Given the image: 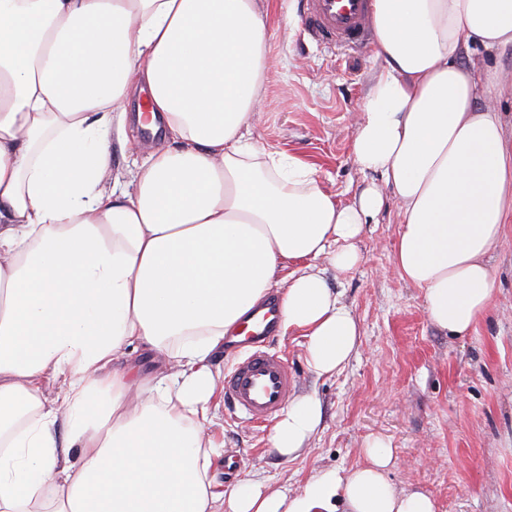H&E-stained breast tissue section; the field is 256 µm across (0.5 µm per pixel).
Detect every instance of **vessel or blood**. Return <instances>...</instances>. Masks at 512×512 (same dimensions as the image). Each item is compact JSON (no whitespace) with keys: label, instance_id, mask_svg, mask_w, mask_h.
<instances>
[{"label":"vessel or blood","instance_id":"1","mask_svg":"<svg viewBox=\"0 0 512 512\" xmlns=\"http://www.w3.org/2000/svg\"><path fill=\"white\" fill-rule=\"evenodd\" d=\"M304 34L340 52L368 45L374 36L373 0H303ZM276 308L267 303L257 328L243 340L246 351L224 375V397L254 424L270 422L288 403L295 380L282 355L270 352L267 342L275 330Z\"/></svg>","mask_w":512,"mask_h":512}]
</instances>
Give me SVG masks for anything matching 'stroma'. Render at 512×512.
<instances>
[{
    "label": "stroma",
    "instance_id": "obj_1",
    "mask_svg": "<svg viewBox=\"0 0 512 512\" xmlns=\"http://www.w3.org/2000/svg\"><path fill=\"white\" fill-rule=\"evenodd\" d=\"M266 102L254 138L269 149L317 165L327 192L353 200L380 174L361 171L352 154L353 122L378 61L374 50L349 58L307 39L300 0H269ZM291 28H284V16ZM394 201L366 224L361 264L346 274L327 269L361 327V345L347 367L319 376L306 363V339L278 333L297 395L315 396L322 422L305 452L281 457L268 445L270 425L253 426L220 405L208 425L224 441L217 482L230 487L261 475L272 491L298 494L317 471L364 463L375 437L392 448L389 480L397 491L430 495L436 512H512V223L505 225L491 265L498 288L488 315L463 337L429 320L423 293L394 270L399 226Z\"/></svg>",
    "mask_w": 512,
    "mask_h": 512
}]
</instances>
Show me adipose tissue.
Returning a JSON list of instances; mask_svg holds the SVG:
<instances>
[{
    "label": "adipose tissue",
    "instance_id": "1",
    "mask_svg": "<svg viewBox=\"0 0 512 512\" xmlns=\"http://www.w3.org/2000/svg\"><path fill=\"white\" fill-rule=\"evenodd\" d=\"M373 18L353 159L399 203V277L463 336L497 286L512 141L503 79L458 59L512 45V0H373ZM268 37L265 0H0V512H436L394 489L378 438L293 496L210 476L213 354L274 291L309 368L340 373L361 329L321 264L357 268L385 204L375 187L341 201L252 139ZM135 92L167 144L112 178ZM321 418L291 399L272 448L299 456Z\"/></svg>",
    "mask_w": 512,
    "mask_h": 512
}]
</instances>
